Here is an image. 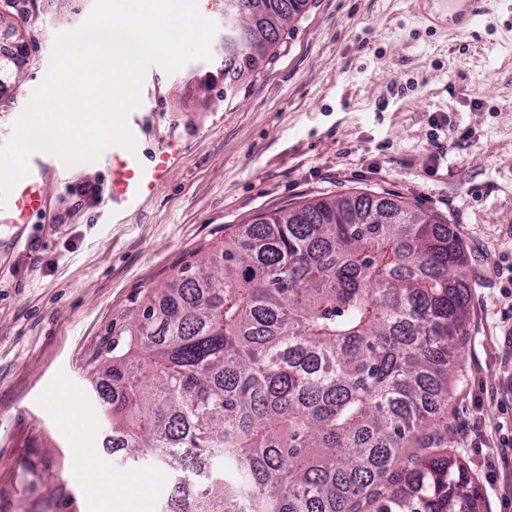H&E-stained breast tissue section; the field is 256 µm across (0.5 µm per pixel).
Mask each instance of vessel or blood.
Segmentation results:
<instances>
[{
  "label": "vessel or blood",
  "mask_w": 512,
  "mask_h": 512,
  "mask_svg": "<svg viewBox=\"0 0 512 512\" xmlns=\"http://www.w3.org/2000/svg\"><path fill=\"white\" fill-rule=\"evenodd\" d=\"M447 9L457 27L468 28L482 15L484 0H447ZM182 154L183 145L174 137L164 140L147 157L120 145L108 147L104 161L112 173L109 200L113 216L138 209L153 197ZM56 168L55 160L48 154L36 153L31 156L28 175L15 184L5 204L0 206L1 225L21 228L42 212V183Z\"/></svg>",
  "instance_id": "obj_1"
}]
</instances>
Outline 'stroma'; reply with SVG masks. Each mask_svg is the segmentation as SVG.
<instances>
[{"instance_id": "obj_1", "label": "stroma", "mask_w": 512, "mask_h": 512, "mask_svg": "<svg viewBox=\"0 0 512 512\" xmlns=\"http://www.w3.org/2000/svg\"><path fill=\"white\" fill-rule=\"evenodd\" d=\"M93 0H15L21 78L0 89V140L42 82L55 37ZM437 0H315L271 63L224 94L211 61L153 66L138 107L143 152L177 136L163 187L112 221L106 166L61 168L13 242L0 227V512H163L167 474L101 446L93 358L199 247L309 198L388 192L460 233L472 283L448 403V449L483 512H512V0L473 27ZM136 477L129 505L112 480Z\"/></svg>"}]
</instances>
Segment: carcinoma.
<instances>
[{"instance_id":"carcinoma-1","label":"carcinoma","mask_w":512,"mask_h":512,"mask_svg":"<svg viewBox=\"0 0 512 512\" xmlns=\"http://www.w3.org/2000/svg\"><path fill=\"white\" fill-rule=\"evenodd\" d=\"M264 0L268 58L281 17ZM232 76L263 60L241 49ZM471 284L461 235L377 192L276 209L184 263L112 343V450L191 497L164 512H482L448 451Z\"/></svg>"}]
</instances>
